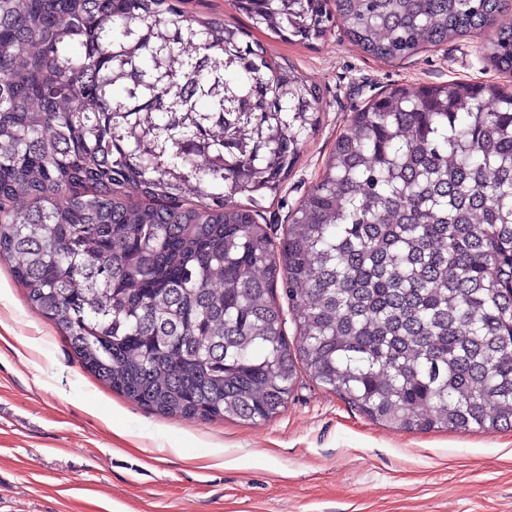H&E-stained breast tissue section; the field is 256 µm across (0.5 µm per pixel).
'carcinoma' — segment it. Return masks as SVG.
<instances>
[{"label":"carcinoma","instance_id":"carcinoma-1","mask_svg":"<svg viewBox=\"0 0 512 512\" xmlns=\"http://www.w3.org/2000/svg\"><path fill=\"white\" fill-rule=\"evenodd\" d=\"M507 0H234L396 62ZM182 0H0V257L86 370L159 413L265 421L298 367L407 431L512 426V90L397 87L356 110L275 241L319 89ZM135 186L132 201L123 189ZM282 290L299 336L285 337Z\"/></svg>","mask_w":512,"mask_h":512}]
</instances>
